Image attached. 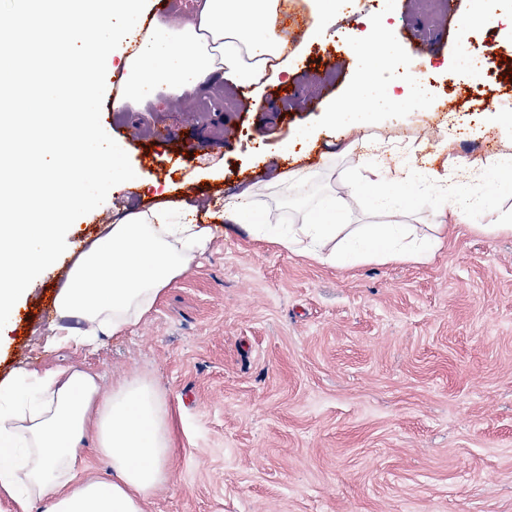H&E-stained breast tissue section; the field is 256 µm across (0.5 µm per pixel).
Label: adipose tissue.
I'll return each instance as SVG.
<instances>
[{
    "label": "adipose tissue",
    "instance_id": "ef3b65f1",
    "mask_svg": "<svg viewBox=\"0 0 512 512\" xmlns=\"http://www.w3.org/2000/svg\"><path fill=\"white\" fill-rule=\"evenodd\" d=\"M282 7V0H196L189 17L157 20L137 33L132 24L142 16L144 0H52L46 9L33 0H8L0 10V28L24 30L32 43L30 50L19 51L1 42L0 73L27 72L34 52L47 41L72 47L73 53L66 68L40 72L37 99H18L14 112L0 113V127L8 126L16 141L48 142L53 150L51 161L35 171L0 151V204L9 209L0 222V334L10 329L36 274L58 262V243L71 231L73 216L88 207L82 191L88 169L100 173L106 193L131 181L109 150L92 144L99 67L108 63L120 72L126 104L150 92L189 96L213 79L236 87L275 84L289 73L288 34L279 24ZM351 50L367 57L369 70L347 98L327 105L332 126L343 123L355 102L379 87L382 63L395 56L396 45L386 28L377 40L352 41ZM75 98L81 99L82 111L54 112L31 124L15 118L36 104ZM358 125L359 138L343 153L376 188L378 203L371 215L383 227L381 234L363 239L361 259L429 260L452 224L512 234L511 214L467 190L484 168L483 160L454 155L452 142L443 136L434 152H418L414 165H394L390 159L402 152L401 143L377 138L371 115H363ZM422 176L432 189L424 208L429 232L411 241L400 228L404 211L395 197ZM347 178V171L332 164L315 174L280 166L270 178L225 198L221 216L239 226L249 204L268 208L284 197L303 203L315 184L332 189ZM348 206V197L338 196L307 211L299 223L247 227L272 235L285 250L334 262L358 234L336 221L337 212ZM191 212L186 202L167 199L104 226L71 259L54 303L47 347L91 345L100 336L121 335L140 320L208 246L211 230L192 223ZM89 439L108 461L111 480L84 476L83 445ZM170 455L166 396L152 379L136 376L106 390L91 369L68 367L41 375L23 367L11 381L0 383V498L21 512L35 503L43 512H144L148 496L169 478Z\"/></svg>",
    "mask_w": 512,
    "mask_h": 512
}]
</instances>
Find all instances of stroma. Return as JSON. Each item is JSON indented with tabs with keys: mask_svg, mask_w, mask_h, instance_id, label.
<instances>
[{
	"mask_svg": "<svg viewBox=\"0 0 512 512\" xmlns=\"http://www.w3.org/2000/svg\"><path fill=\"white\" fill-rule=\"evenodd\" d=\"M284 10L309 25L289 47L292 76L258 100L218 82L185 102L161 91L116 109L103 65L93 139L140 185L104 194L88 177L70 244L164 193L194 206L213 237L131 332L93 350L45 348L65 271L41 270L0 381L70 365L97 370L107 389L155 380L173 453L144 512H512V236L455 224L425 262L327 263L218 218L225 197L275 165L341 158L351 132L323 130L324 110L365 72L347 50L363 17L374 37L389 24L427 84L422 108L386 114L383 135L433 141L452 122L456 154L503 151L481 120L512 102V29L475 19L472 0H361L320 26L312 0ZM463 31L505 49L507 64L477 81L458 73ZM159 128L181 154L157 146Z\"/></svg>",
	"mask_w": 512,
	"mask_h": 512,
	"instance_id": "1",
	"label": "stroma"
}]
</instances>
